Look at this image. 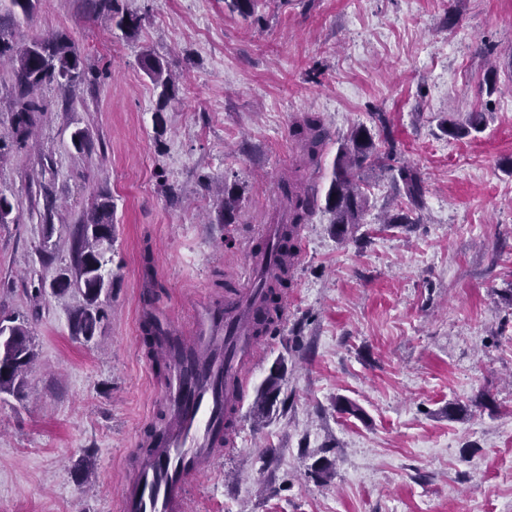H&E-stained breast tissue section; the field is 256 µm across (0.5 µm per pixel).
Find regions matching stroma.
Masks as SVG:
<instances>
[{"mask_svg":"<svg viewBox=\"0 0 512 512\" xmlns=\"http://www.w3.org/2000/svg\"><path fill=\"white\" fill-rule=\"evenodd\" d=\"M117 4L141 16L135 38L91 0H39L14 24L19 42L68 34L97 75L72 104L46 87L49 110L20 151L0 63V192L19 205L17 223L0 224V313L28 317L30 283L45 290L38 360L21 391L0 393V512H117L141 438L167 420L145 310L190 335L196 307L241 283L257 227L280 221V180L326 193L342 138L375 112L398 161L422 174V219L382 223L407 201L380 169L360 181L365 211L346 240L316 208L279 327L247 372L237 444L190 479L189 512H512V0H265L249 20L224 0ZM146 50L183 78L162 111ZM492 61L504 90L491 95ZM473 113L481 132L442 131ZM309 115L331 132L315 165L291 136ZM78 128L91 152L74 150ZM221 182L241 195L237 223L218 219ZM103 190L112 294L87 341L69 328L81 295L51 288ZM274 370L278 398L254 418Z\"/></svg>","mask_w":512,"mask_h":512,"instance_id":"1","label":"stroma"}]
</instances>
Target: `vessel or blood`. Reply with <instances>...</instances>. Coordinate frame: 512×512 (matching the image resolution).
<instances>
[{
  "instance_id": "obj_1",
  "label": "vessel or blood",
  "mask_w": 512,
  "mask_h": 512,
  "mask_svg": "<svg viewBox=\"0 0 512 512\" xmlns=\"http://www.w3.org/2000/svg\"><path fill=\"white\" fill-rule=\"evenodd\" d=\"M274 260L270 251L250 254L247 280L220 307L203 308L188 339L159 346L169 417L148 441L151 455L123 483L119 512H187L188 479L233 446L243 372L259 347L253 328L262 314L260 278Z\"/></svg>"
}]
</instances>
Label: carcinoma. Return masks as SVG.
<instances>
[{
	"label": "carcinoma",
	"instance_id": "obj_1",
	"mask_svg": "<svg viewBox=\"0 0 512 512\" xmlns=\"http://www.w3.org/2000/svg\"><path fill=\"white\" fill-rule=\"evenodd\" d=\"M115 0H96L95 9L106 15L110 25L121 30L127 37L137 35L141 17L120 12L114 7ZM259 0H224L225 8L244 19L256 15ZM36 0H9L7 15L0 16V61L11 66L12 78L18 90L15 103L13 134L17 146L26 145L30 128L35 124L36 114L44 112L48 104L36 95L45 85L56 84L74 91L91 82L81 52L75 42L63 33L37 36L19 45L10 31L11 22L21 16L32 20ZM143 68L156 87L158 95L157 124H162L161 112L173 98L176 85L170 69L159 57L146 53ZM375 127L384 134L381 143L375 142L371 130L360 125L350 131L341 141L333 163L331 181L325 196L324 209L332 214V230L340 240L345 239L350 228L360 223L365 198L360 189V175L365 169H388L397 154V146L389 135L388 119L383 112L372 113ZM480 121L475 116L465 121H447L448 134L466 137L479 129ZM291 136L302 145L310 160L318 158L330 132L317 116L307 117L303 123L293 127ZM71 143L77 153H88L92 148L86 130L78 128L71 134ZM395 181L402 183L404 196L410 210L422 209L423 185L419 173L408 165L396 167ZM279 202L288 215L283 225L279 247L287 259H292L297 249V228L307 223L318 202L315 189L297 190L291 179H284L278 186ZM239 195L233 186H224V198L220 206V220L234 224L238 218ZM112 196L98 195L86 215L78 222L71 240L72 271L64 273L53 286L59 297L75 290L83 297V304L69 314V325L73 335L90 341L102 333L106 318L104 299L112 294V273L107 268L112 249ZM288 287V271L276 274L267 286L265 304L266 317L257 323L255 335H267L280 318L282 289ZM143 343L152 353L156 350L165 332L154 320L143 324ZM36 353L32 344L29 321L17 318H0V392L14 393L25 385V374L34 363ZM280 375L273 371L258 391L253 406V415L260 419L273 405L279 393Z\"/></svg>",
	"mask_w": 512,
	"mask_h": 512
}]
</instances>
